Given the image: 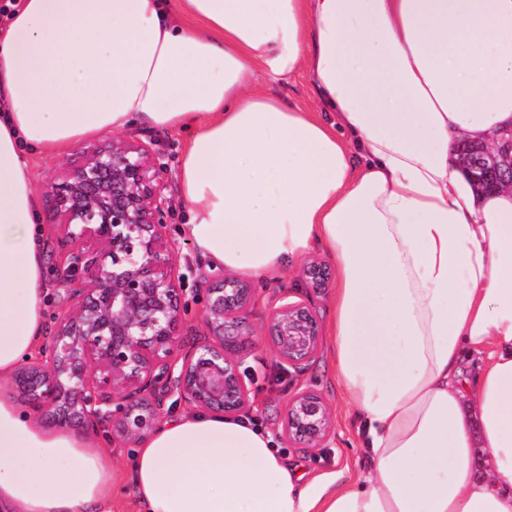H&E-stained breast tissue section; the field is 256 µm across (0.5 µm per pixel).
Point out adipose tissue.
Returning <instances> with one entry per match:
<instances>
[{
  "label": "adipose tissue",
  "instance_id": "obj_1",
  "mask_svg": "<svg viewBox=\"0 0 512 512\" xmlns=\"http://www.w3.org/2000/svg\"><path fill=\"white\" fill-rule=\"evenodd\" d=\"M305 73L320 107L284 99ZM184 131L185 233L213 268L333 261L355 479H304L252 420L191 410L132 461L144 512H512V190L467 143L512 127V0H23L0 31V383L40 346L30 155ZM111 449L0 391V512H98Z\"/></svg>",
  "mask_w": 512,
  "mask_h": 512
}]
</instances>
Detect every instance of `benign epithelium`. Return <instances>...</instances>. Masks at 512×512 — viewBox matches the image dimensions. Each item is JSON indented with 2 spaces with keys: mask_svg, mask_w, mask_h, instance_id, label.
<instances>
[{
  "mask_svg": "<svg viewBox=\"0 0 512 512\" xmlns=\"http://www.w3.org/2000/svg\"><path fill=\"white\" fill-rule=\"evenodd\" d=\"M463 162L475 182L491 172L496 188H512V131ZM165 174L151 148L114 138L85 147L61 178L45 184L50 219L68 245L61 276L70 306L55 322L45 358L19 366L10 379L17 402L34 418L88 435L106 426L134 444L157 429L174 395L224 414L250 402L239 350L252 335L256 288L228 272L205 282L208 341L185 343ZM302 277L316 293L328 288L321 262L307 263ZM267 336L295 369L316 356L320 343L317 318L304 302L275 307ZM330 428V409L314 391L289 401L287 441L315 448Z\"/></svg>",
  "mask_w": 512,
  "mask_h": 512,
  "instance_id": "1",
  "label": "benign epithelium"
}]
</instances>
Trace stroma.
<instances>
[{
  "label": "stroma",
  "mask_w": 512,
  "mask_h": 512,
  "mask_svg": "<svg viewBox=\"0 0 512 512\" xmlns=\"http://www.w3.org/2000/svg\"><path fill=\"white\" fill-rule=\"evenodd\" d=\"M121 136L134 143L149 145L163 156L167 167L165 193L172 203L169 234L177 244V264L184 276L182 301L186 305L187 315L183 332L190 340L204 341L207 329L202 318L201 290L211 270L192 243L182 235V228L189 221V211L179 195L176 173L184 137L179 133H157L139 127L122 131ZM255 286L257 293L249 316L253 334L245 341L240 352L252 401L251 406L244 410V417L258 421L271 431L289 463L301 465L308 478L332 473L346 478L355 476L360 455L358 421L336 381L328 343H321L314 359L305 369L298 371L282 363L265 334L270 309L285 297L311 303L318 323H326L331 290L313 292L301 279L300 270L296 267L289 269L278 280H259ZM308 388L322 396L332 414L330 433L317 448H308L296 442L287 443L281 439L289 400ZM97 437L112 448L113 463L122 474L120 485L105 504L107 512H139L129 477L134 447L113 438L111 430L107 428L101 429Z\"/></svg>",
  "instance_id": "1"
}]
</instances>
